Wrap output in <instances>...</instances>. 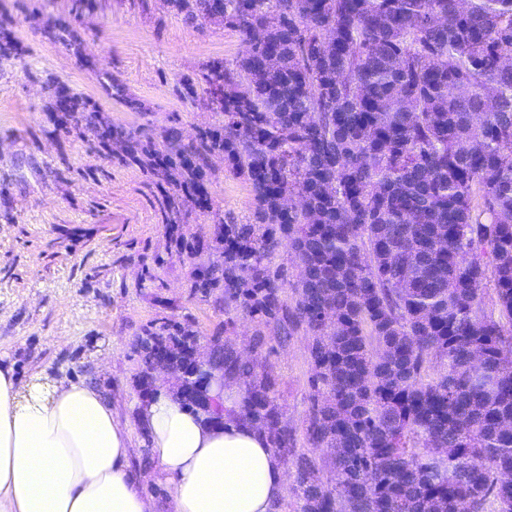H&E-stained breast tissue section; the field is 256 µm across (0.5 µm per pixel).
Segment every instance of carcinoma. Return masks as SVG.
<instances>
[{
    "label": "carcinoma",
    "mask_w": 512,
    "mask_h": 512,
    "mask_svg": "<svg viewBox=\"0 0 512 512\" xmlns=\"http://www.w3.org/2000/svg\"><path fill=\"white\" fill-rule=\"evenodd\" d=\"M172 2L251 49L202 74L221 126L140 152L179 176L174 204L210 209L216 152L253 189L256 222L218 223L194 291L311 338L305 439L336 478L296 453L298 512H512L496 482L512 471V0ZM283 236L306 270L292 309L266 263ZM138 345L144 392L169 363L204 409L195 332L165 324ZM210 347L245 386L242 419L295 453L274 379L230 341Z\"/></svg>",
    "instance_id": "cac0c4a2"
}]
</instances>
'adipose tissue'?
<instances>
[{
	"label": "adipose tissue",
	"mask_w": 512,
	"mask_h": 512,
	"mask_svg": "<svg viewBox=\"0 0 512 512\" xmlns=\"http://www.w3.org/2000/svg\"><path fill=\"white\" fill-rule=\"evenodd\" d=\"M224 421L161 386L122 421L94 378L25 383L0 364V512H156L129 464L140 429L171 488L167 512H277L287 495L283 459L239 417L242 390L214 378Z\"/></svg>",
	"instance_id": "obj_1"
}]
</instances>
